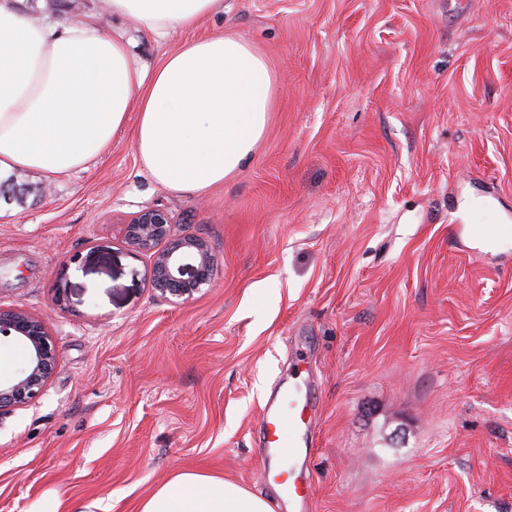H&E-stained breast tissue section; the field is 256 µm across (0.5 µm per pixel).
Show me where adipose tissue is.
Segmentation results:
<instances>
[{
	"instance_id": "adipose-tissue-1",
	"label": "adipose tissue",
	"mask_w": 512,
	"mask_h": 512,
	"mask_svg": "<svg viewBox=\"0 0 512 512\" xmlns=\"http://www.w3.org/2000/svg\"><path fill=\"white\" fill-rule=\"evenodd\" d=\"M103 3L159 39L224 10V0ZM132 45L100 20L37 19L24 0H0V176L56 178L89 169L132 111V146L163 188L204 194L237 175L263 140L277 90L264 54L219 31L148 67ZM140 512L273 508L237 483L183 470L146 497Z\"/></svg>"
}]
</instances>
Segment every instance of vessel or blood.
<instances>
[{"label":"vessel or blood","instance_id":"1","mask_svg":"<svg viewBox=\"0 0 512 512\" xmlns=\"http://www.w3.org/2000/svg\"><path fill=\"white\" fill-rule=\"evenodd\" d=\"M308 388L298 383H289L282 388L280 400L265 405L261 420L263 428L262 446L258 450L261 459L288 458L292 464L282 471L268 466L263 471L265 481L288 485V500L296 512H310L311 485L301 480L293 461L303 448L312 446L315 430L307 417Z\"/></svg>","mask_w":512,"mask_h":512}]
</instances>
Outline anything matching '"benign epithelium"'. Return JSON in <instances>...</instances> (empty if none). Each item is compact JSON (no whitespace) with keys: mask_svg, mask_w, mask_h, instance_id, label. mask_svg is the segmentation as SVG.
I'll return each instance as SVG.
<instances>
[{"mask_svg":"<svg viewBox=\"0 0 512 512\" xmlns=\"http://www.w3.org/2000/svg\"><path fill=\"white\" fill-rule=\"evenodd\" d=\"M123 235L135 255L148 257L151 286L162 295L183 302L209 283L214 257L208 243L176 235L165 208L153 205L134 213ZM2 338L24 345L28 362L20 373L0 378V411L40 397L58 363L56 342L45 321L23 309L0 306Z\"/></svg>","mask_w":512,"mask_h":512,"instance_id":"obj_1","label":"benign epithelium"}]
</instances>
